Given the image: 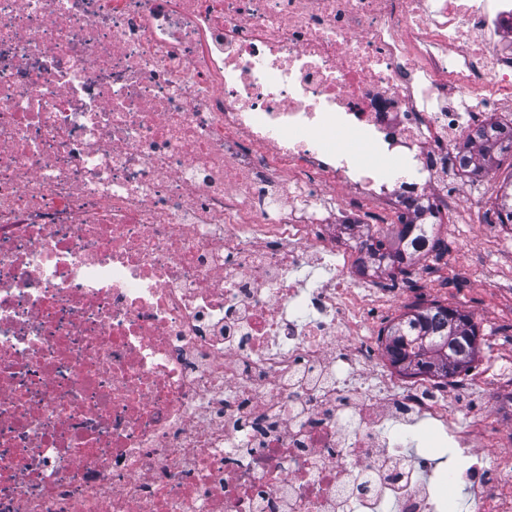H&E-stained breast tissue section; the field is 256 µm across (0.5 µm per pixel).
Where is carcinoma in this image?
<instances>
[{"label": "carcinoma", "mask_w": 512, "mask_h": 512, "mask_svg": "<svg viewBox=\"0 0 512 512\" xmlns=\"http://www.w3.org/2000/svg\"><path fill=\"white\" fill-rule=\"evenodd\" d=\"M485 154L470 155L469 161L482 169L480 160L493 165L495 154L512 153V131L483 143ZM500 223L512 224V176L502 186ZM362 247L378 261L381 272L405 274L408 268L430 254L440 255L444 244L432 236L425 224H405L398 235L385 242L365 241ZM385 350L392 362L403 365L410 376L431 375L446 379L469 370L479 352V328L470 314L458 307L432 303L417 307L386 331Z\"/></svg>", "instance_id": "carcinoma-1"}]
</instances>
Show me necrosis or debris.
Masks as SVG:
<instances>
[{
    "instance_id": "1",
    "label": "necrosis or debris",
    "mask_w": 512,
    "mask_h": 512,
    "mask_svg": "<svg viewBox=\"0 0 512 512\" xmlns=\"http://www.w3.org/2000/svg\"><path fill=\"white\" fill-rule=\"evenodd\" d=\"M511 102L512 0H0V512H512L358 295ZM433 446L429 433L424 432L417 442L416 450L420 453L431 454L438 459V469L440 470L459 467V459L455 458L451 448H435Z\"/></svg>"
}]
</instances>
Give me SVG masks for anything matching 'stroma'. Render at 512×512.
<instances>
[{"label":"stroma","instance_id":"1","mask_svg":"<svg viewBox=\"0 0 512 512\" xmlns=\"http://www.w3.org/2000/svg\"><path fill=\"white\" fill-rule=\"evenodd\" d=\"M444 240L448 251L441 257L421 260L406 276H381L382 316L361 332L382 335L419 302L457 307L481 331L474 369L493 380L512 377V238L492 235L475 220L456 225Z\"/></svg>","mask_w":512,"mask_h":512}]
</instances>
